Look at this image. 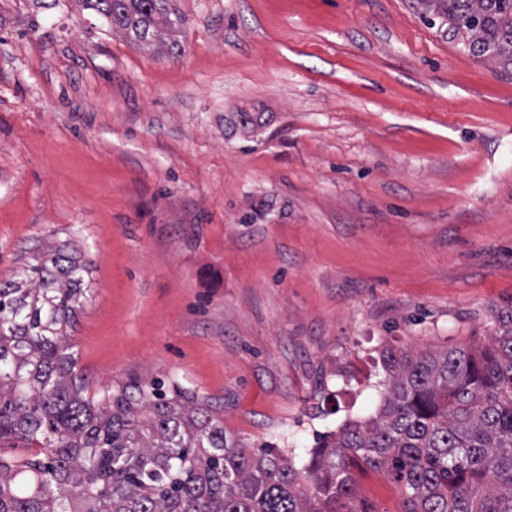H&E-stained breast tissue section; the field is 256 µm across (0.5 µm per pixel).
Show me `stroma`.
Listing matches in <instances>:
<instances>
[{
  "label": "stroma",
  "mask_w": 512,
  "mask_h": 512,
  "mask_svg": "<svg viewBox=\"0 0 512 512\" xmlns=\"http://www.w3.org/2000/svg\"><path fill=\"white\" fill-rule=\"evenodd\" d=\"M171 5L174 50L80 0H0V277L88 261L89 392L179 384L300 468L375 414L385 350L512 320V71L434 0ZM354 488L402 512L384 473Z\"/></svg>",
  "instance_id": "1"
}]
</instances>
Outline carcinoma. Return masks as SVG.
<instances>
[{
	"instance_id": "cac0c4a2",
	"label": "carcinoma",
	"mask_w": 512,
	"mask_h": 512,
	"mask_svg": "<svg viewBox=\"0 0 512 512\" xmlns=\"http://www.w3.org/2000/svg\"><path fill=\"white\" fill-rule=\"evenodd\" d=\"M153 47L168 0H79ZM474 57L512 67V0H440ZM87 264L59 252L0 279V512H335L353 470L399 483L403 512H512V328L488 344L387 350L375 415L302 468L244 448L206 398L132 380L90 395L69 353ZM22 441L29 456L6 451Z\"/></svg>"
}]
</instances>
